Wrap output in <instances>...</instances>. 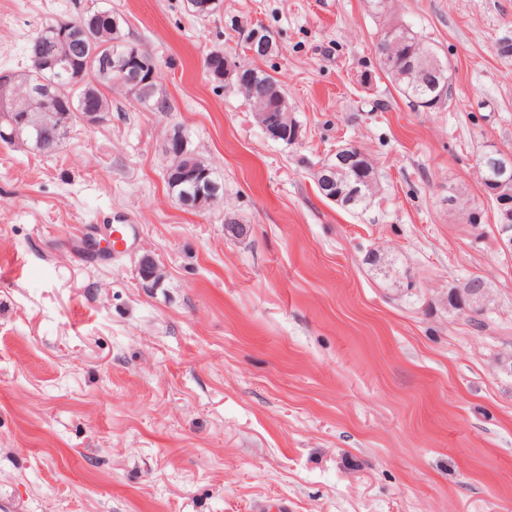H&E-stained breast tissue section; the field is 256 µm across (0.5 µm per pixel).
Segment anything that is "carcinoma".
Segmentation results:
<instances>
[{
	"mask_svg": "<svg viewBox=\"0 0 512 512\" xmlns=\"http://www.w3.org/2000/svg\"><path fill=\"white\" fill-rule=\"evenodd\" d=\"M125 24V19L117 13L94 10L77 19L56 20L39 30L29 42L30 68L15 75L12 95L18 106L14 111L18 122L13 125L0 121V140L22 141L37 153L51 155L87 113H97L100 122L106 120L112 111L109 98L112 89L129 91L130 83L139 78L134 66L123 78L112 70V58L130 45L123 33ZM62 28L70 42V53L49 67L41 66L35 58L52 52L55 31ZM404 35L408 54L385 73L402 96L422 108L434 98L435 92L430 76L411 62L417 54H434L436 50L408 29ZM251 71L259 94L269 99L285 95L273 76L254 67ZM132 98L151 111H167V99L154 80L145 85L144 92ZM203 166L205 162L191 148L169 162L166 183L181 205L188 208L207 205L205 201L198 202V186L190 178Z\"/></svg>",
	"mask_w": 512,
	"mask_h": 512,
	"instance_id": "1",
	"label": "carcinoma"
}]
</instances>
